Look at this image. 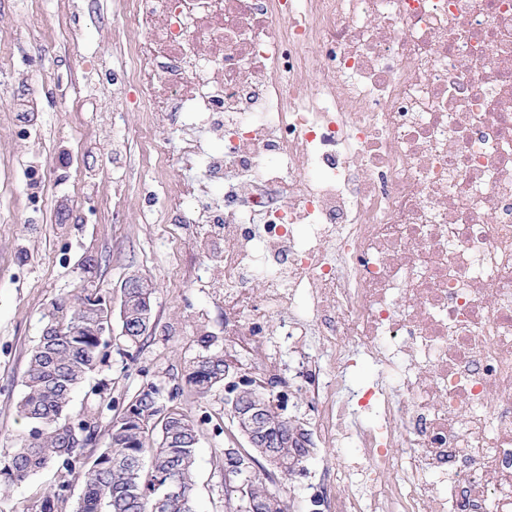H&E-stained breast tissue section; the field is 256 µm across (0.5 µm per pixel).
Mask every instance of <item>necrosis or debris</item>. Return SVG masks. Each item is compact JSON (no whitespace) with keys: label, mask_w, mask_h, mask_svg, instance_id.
Instances as JSON below:
<instances>
[{"label":"necrosis or debris","mask_w":512,"mask_h":512,"mask_svg":"<svg viewBox=\"0 0 512 512\" xmlns=\"http://www.w3.org/2000/svg\"><path fill=\"white\" fill-rule=\"evenodd\" d=\"M125 24L167 166L202 171L170 209L225 325L329 348L309 393L354 458L326 512H512V0H126ZM377 374L378 369L374 364L363 361L342 374L340 380L347 391L360 394L367 386L371 385Z\"/></svg>","instance_id":"4bbe7bcc"}]
</instances>
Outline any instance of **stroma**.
I'll list each match as a JSON object with an SVG mask.
<instances>
[{
	"label": "stroma",
	"mask_w": 512,
	"mask_h": 512,
	"mask_svg": "<svg viewBox=\"0 0 512 512\" xmlns=\"http://www.w3.org/2000/svg\"><path fill=\"white\" fill-rule=\"evenodd\" d=\"M122 0H0V39L16 43L10 67L0 69V456L28 432L17 413L28 354L46 325L52 302L83 286L122 302L121 283L138 273L152 281L153 329L140 344L113 340L104 364L73 394L68 412L106 397L123 405L143 384L161 385L175 406L197 421L198 512H224L221 451L230 421L224 391L195 397L186 381L204 335L236 351L259 373L268 353L224 333V291L197 280L204 255L171 253L188 239V224H166L170 191L190 171L162 172L149 161L145 115L126 78ZM92 266H85V259ZM273 394L288 417L314 429L317 411L301 391L297 356L280 348ZM107 381L104 396L92 394ZM352 449L312 443L303 468L274 474L291 512H324L320 476L327 464L351 460ZM53 479L46 469L24 484L0 487V512H21Z\"/></svg>",
	"instance_id": "35a3bbf8"
}]
</instances>
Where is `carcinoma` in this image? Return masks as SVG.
Masks as SVG:
<instances>
[{
	"label": "carcinoma",
	"instance_id": "carcinoma-1",
	"mask_svg": "<svg viewBox=\"0 0 512 512\" xmlns=\"http://www.w3.org/2000/svg\"><path fill=\"white\" fill-rule=\"evenodd\" d=\"M107 296L101 289H82L73 297L51 304L47 323L29 353L23 374V396L18 412L30 430L15 438L14 448L0 459V484L20 485L48 466L53 483L32 505L30 512H62L74 486L82 487L75 512H196L194 466L200 430L183 409L168 404L162 389L147 383L112 416L102 448L96 411L74 417L67 414L73 392L103 363L112 337L99 331L100 319L112 322L109 311L88 308L91 295ZM136 298L126 303L121 326L135 332L120 336L128 345L144 340ZM187 382L193 394L204 398L224 384V352L195 357ZM151 417L153 430L142 427ZM279 466L292 472L303 466L307 448H274ZM223 465L233 481L246 472L244 457L223 449ZM266 470L249 471L252 495L262 499L271 492ZM182 494L163 498L165 484Z\"/></svg>",
	"mask_w": 512,
	"mask_h": 512
}]
</instances>
